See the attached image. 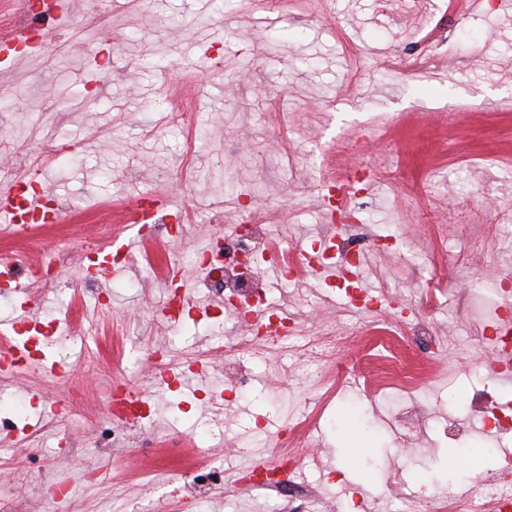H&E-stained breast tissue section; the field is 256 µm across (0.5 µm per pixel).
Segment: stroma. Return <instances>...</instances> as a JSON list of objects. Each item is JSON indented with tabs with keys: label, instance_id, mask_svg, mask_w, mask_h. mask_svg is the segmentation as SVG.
<instances>
[{
	"label": "stroma",
	"instance_id": "1",
	"mask_svg": "<svg viewBox=\"0 0 512 512\" xmlns=\"http://www.w3.org/2000/svg\"><path fill=\"white\" fill-rule=\"evenodd\" d=\"M70 22L49 30L39 59L0 61V182L40 174L68 211L66 223L34 235H0V252L42 256L37 243L111 242L133 195L168 200L192 213L180 238L146 231V248L107 287L81 273L78 250L60 262L59 291L36 286L43 315L60 320L65 342L45 365L0 380V466L7 512H48L46 490L67 483L70 512H269L237 480L277 465L280 437L305 468L293 482L303 512H343L364 499L376 512H421L427 491L458 494L480 472L460 455L469 446L512 449V436L483 429L480 394L512 393L493 383L484 359L494 301L479 283L512 274V6L452 11L448 0H75ZM433 45H424L426 37ZM222 62L212 70L213 62ZM352 139L350 155L333 144ZM43 145L76 149L62 172L38 168ZM375 169L362 198L369 238L401 235L396 254L371 256L367 286L392 308L431 303L441 346L413 335L402 349L418 367L413 388L368 350L378 322L319 280L253 278L266 304L295 317L309 344L277 350L252 341L225 308L188 315L185 328L163 312L166 267L187 261L234 227L250 204L269 238L310 245L324 230L315 204L330 170ZM399 173L392 181L387 171ZM346 337L355 368L335 379L320 447L290 432V419L320 400L316 373L332 369L323 336ZM236 340L239 364L223 349ZM173 363L205 357L209 385L182 376L155 388V350ZM250 384L240 388L241 373ZM122 385L149 394L153 411L119 443L103 437L108 394ZM223 397L224 412L200 408ZM72 413L51 417V406ZM220 469L201 496L182 491L193 469Z\"/></svg>",
	"mask_w": 512,
	"mask_h": 512
}]
</instances>
